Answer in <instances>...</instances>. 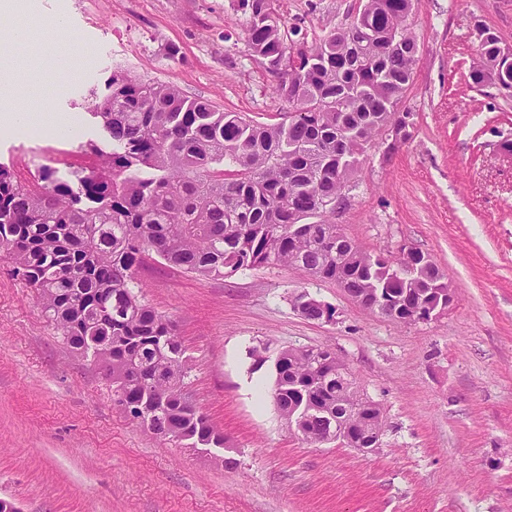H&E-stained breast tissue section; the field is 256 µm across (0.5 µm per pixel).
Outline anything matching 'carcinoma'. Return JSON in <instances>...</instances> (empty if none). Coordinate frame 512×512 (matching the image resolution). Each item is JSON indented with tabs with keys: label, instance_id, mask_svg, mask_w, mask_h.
<instances>
[{
	"label": "carcinoma",
	"instance_id": "cac0c4a2",
	"mask_svg": "<svg viewBox=\"0 0 512 512\" xmlns=\"http://www.w3.org/2000/svg\"><path fill=\"white\" fill-rule=\"evenodd\" d=\"M252 55L277 78L287 119L254 120L174 85L117 68L98 97L110 150L100 164L61 177L48 165L32 189L0 166V255L35 289L44 312L76 354L112 379L115 402L156 436L185 448L227 440L187 391L185 349L169 317L145 299L144 257L201 279L260 267H291L336 282L353 297L389 300L399 323L421 308L414 285L444 279L420 250L386 263L336 223L360 157L385 131L409 137L415 113L400 109L413 84L420 43L415 0H361L345 26L293 41L274 0H240ZM469 80L485 86L496 66L512 89V58L500 37L476 26ZM329 346L288 348L275 362L273 399L308 443L348 445L360 431L373 452L385 421Z\"/></svg>",
	"mask_w": 512,
	"mask_h": 512
}]
</instances>
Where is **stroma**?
I'll return each instance as SVG.
<instances>
[{
    "label": "stroma",
    "instance_id": "1",
    "mask_svg": "<svg viewBox=\"0 0 512 512\" xmlns=\"http://www.w3.org/2000/svg\"><path fill=\"white\" fill-rule=\"evenodd\" d=\"M0 25H45L14 62V108L31 122L78 113L77 140L0 127V165L29 180L43 165L68 174L106 146L89 90L115 67L170 83L222 111L276 123L289 105L252 57L238 0H33ZM359 0H277L286 26L314 41ZM512 44V0H417L420 42L402 108L408 140L362 157L336 215L371 252L430 254L455 301L401 324L369 312L330 280L259 268L198 279L146 259L147 301L174 321L196 406L229 442L211 456L157 437L114 403L99 368L62 344L36 291L0 259V498L21 512H512V90L468 79L475 25ZM310 292L332 321L293 306ZM331 346L386 427L379 450L310 444L274 404L286 348ZM265 362L255 366L252 350Z\"/></svg>",
    "mask_w": 512,
    "mask_h": 512
}]
</instances>
